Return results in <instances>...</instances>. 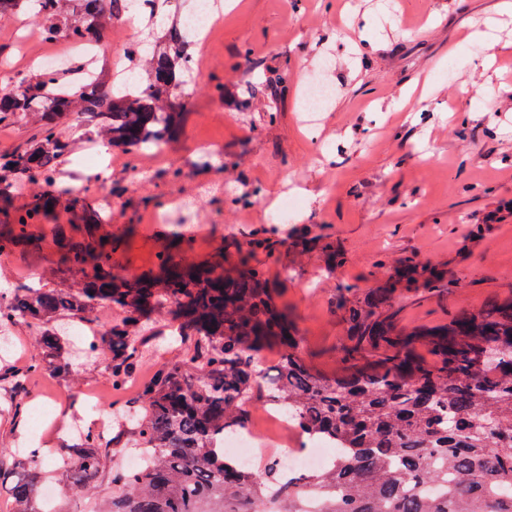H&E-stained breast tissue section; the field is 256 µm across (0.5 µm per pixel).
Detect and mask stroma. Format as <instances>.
Wrapping results in <instances>:
<instances>
[{
    "instance_id": "1",
    "label": "stroma",
    "mask_w": 512,
    "mask_h": 512,
    "mask_svg": "<svg viewBox=\"0 0 512 512\" xmlns=\"http://www.w3.org/2000/svg\"><path fill=\"white\" fill-rule=\"evenodd\" d=\"M224 14L199 47L202 82L241 83L252 63L264 82L287 76L288 91L256 97L251 112L228 109L199 92L186 102L180 139L140 158L137 185L126 182L128 158L115 153L121 182L104 197L80 190L76 204L52 221L32 225L39 252L0 257V293L42 277L57 257L59 233L82 238L86 211L99 210L121 247L116 257L132 273L156 270L173 238L190 240L194 263L237 266L238 246L255 236L278 248L277 260L253 253L278 306L292 313L311 370L336 379L346 326L336 308L340 288L386 290L405 330L448 323L461 310L512 303V15L503 0H224ZM497 42L487 63L480 39ZM12 69L26 70L51 54L50 42L18 39L0 29ZM327 59L336 95L316 135L300 112L302 88ZM503 102L494 111L493 102ZM276 110L275 123L258 114ZM211 165L192 167L199 151ZM180 167L171 182L166 171ZM300 206L275 220L288 195ZM170 218L158 223L157 201ZM429 268L443 290L426 293L400 274ZM145 326L143 358L124 389H113L102 362L71 358L64 376L39 375L16 390L25 404H54L38 445L53 455L75 441V422L91 426L98 402L120 412L144 378L181 357L183 342L164 347ZM29 421L0 415V512H7L22 472L16 445Z\"/></svg>"
}]
</instances>
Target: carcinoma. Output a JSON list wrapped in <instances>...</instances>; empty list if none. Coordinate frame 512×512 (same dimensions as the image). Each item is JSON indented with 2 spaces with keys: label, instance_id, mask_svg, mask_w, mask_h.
Instances as JSON below:
<instances>
[{
  "label": "carcinoma",
  "instance_id": "obj_1",
  "mask_svg": "<svg viewBox=\"0 0 512 512\" xmlns=\"http://www.w3.org/2000/svg\"><path fill=\"white\" fill-rule=\"evenodd\" d=\"M139 10L132 0H0V19L25 17L47 41L92 45L97 58L72 57L62 68L0 72V127L23 133L0 150V197L17 185L31 192L13 223L0 229V255L36 248L29 226L50 216L48 204L71 203L73 174L66 170L79 144L67 133L73 120L87 134L135 160L181 136L186 105L176 85L194 78V42L182 21L159 24L144 46L132 41L123 55L142 76L140 89H118L101 33L118 16ZM247 110L263 91L258 67L250 71ZM275 259L273 243L252 241L242 267L224 277L196 266L187 245L160 259L163 280L124 272L117 245L98 211L85 214V236L58 241L67 277L56 288L41 282L0 296V333L20 327L35 333L37 359L0 373L9 388L36 374L69 372V327L83 325L100 304L119 316L81 353L102 359L116 388L141 358L135 339L142 319L174 308V335L186 353L143 383L139 408L128 411L126 447L146 453L144 467L112 460V444L84 431L55 472L73 489L101 474L112 492L95 498L90 512H236L272 497L288 512H305L311 492L321 512H512V307L492 304L459 312L447 325L423 333L396 328L397 309L384 291L363 298L339 295L349 324L342 362L346 375L323 379L309 369L292 314L270 299L263 269L249 264L255 248ZM426 346L438 365L417 361L412 345ZM281 347L277 361L259 369L254 353ZM288 417L311 439L333 441L336 454L324 470L284 479L274 462L253 470L224 454V435L246 425L253 401ZM45 452L16 460L26 471L13 493V512H45L39 488Z\"/></svg>",
  "mask_w": 512,
  "mask_h": 512
}]
</instances>
